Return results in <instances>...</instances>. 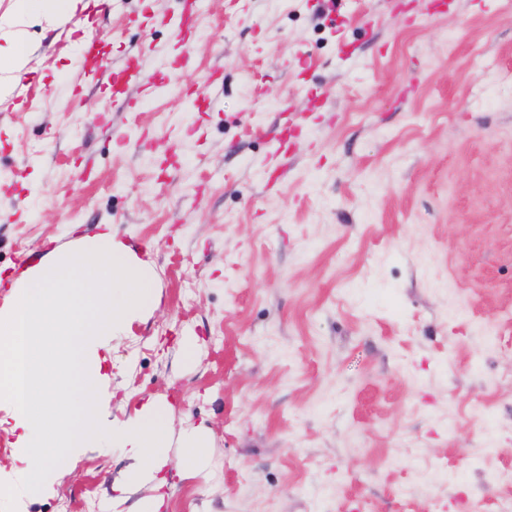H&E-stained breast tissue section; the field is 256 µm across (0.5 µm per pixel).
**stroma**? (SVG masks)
<instances>
[{
  "instance_id": "35a3bbf8",
  "label": "stroma",
  "mask_w": 512,
  "mask_h": 512,
  "mask_svg": "<svg viewBox=\"0 0 512 512\" xmlns=\"http://www.w3.org/2000/svg\"><path fill=\"white\" fill-rule=\"evenodd\" d=\"M100 0L0 100V270L109 224L161 302L112 350L210 462L168 512H482L512 497V0ZM111 69L87 72L82 32ZM454 31L453 43L442 34ZM139 60L160 86L116 72ZM196 334L193 357L180 349ZM376 463L359 465V458ZM117 448L30 512H137Z\"/></svg>"
}]
</instances>
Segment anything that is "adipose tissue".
Instances as JSON below:
<instances>
[{
    "label": "adipose tissue",
    "mask_w": 512,
    "mask_h": 512,
    "mask_svg": "<svg viewBox=\"0 0 512 512\" xmlns=\"http://www.w3.org/2000/svg\"><path fill=\"white\" fill-rule=\"evenodd\" d=\"M86 8L85 0H14L0 15V98L11 95L26 65L30 28H52ZM8 285L0 306V425L10 427L15 464L0 468V512H29L67 464L107 445L131 461L118 489L151 484L139 512H165L171 448L200 472L208 436L200 428L171 436V407L158 398L113 419L108 368L114 342L132 336L159 305L152 263L102 224L45 251Z\"/></svg>",
    "instance_id": "1"
}]
</instances>
